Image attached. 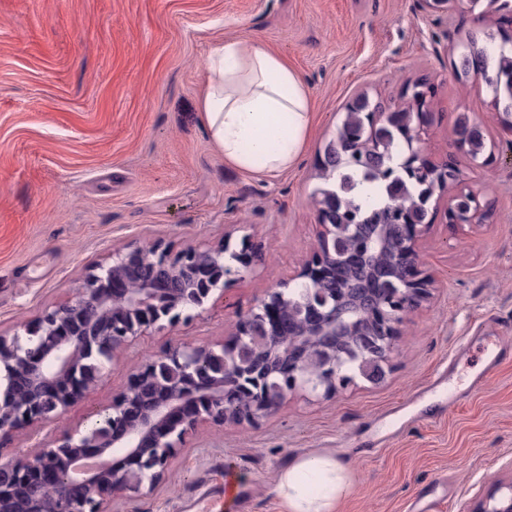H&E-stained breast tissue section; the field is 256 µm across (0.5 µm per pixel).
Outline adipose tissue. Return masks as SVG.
I'll use <instances>...</instances> for the list:
<instances>
[{"mask_svg":"<svg viewBox=\"0 0 512 512\" xmlns=\"http://www.w3.org/2000/svg\"><path fill=\"white\" fill-rule=\"evenodd\" d=\"M199 99L212 142L235 170L272 177L304 152L313 120L311 96L283 56L257 44L218 43ZM348 489L336 456L302 458L280 473L275 493L285 512H334Z\"/></svg>","mask_w":512,"mask_h":512,"instance_id":"1","label":"adipose tissue"}]
</instances>
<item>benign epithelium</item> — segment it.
Segmentation results:
<instances>
[{"mask_svg": "<svg viewBox=\"0 0 512 512\" xmlns=\"http://www.w3.org/2000/svg\"><path fill=\"white\" fill-rule=\"evenodd\" d=\"M397 110L365 113L369 128L397 121ZM432 114H417L407 127L408 154L403 170L463 183L462 162L451 154L428 161L421 127ZM318 210L319 231L312 257L292 277L324 285L336 266L353 255L365 257L385 246V233L366 234L363 227L332 224ZM448 204V223L474 224L484 216L478 198L470 194L465 219ZM427 225L405 224L395 269L400 290L390 300L357 293L338 302L321 290L310 294V313L302 328L286 331L283 308L290 305L291 281L269 290L238 322L239 342L256 344L254 352L288 357L264 369L266 377L283 379V397L305 392L326 398L348 385L341 362L360 358L362 376L373 379L393 351L403 318L430 298L433 280L421 268L418 241ZM348 235L352 252L336 251V239ZM233 233L211 245L171 255L155 247L120 248L112 263L100 265L86 280L82 293L42 313L26 336L0 335V438L48 422H58L98 381L104 362L118 358L138 338L166 321L174 324L184 311L201 308L224 294L226 282L253 271L248 235L232 243ZM216 355L207 346L183 344L137 369L132 383L112 402L92 412L96 419L84 430H65L54 445L0 456V512H107L112 496L155 486L178 450L198 425L206 421L256 420L276 407L255 385L257 373H247V361L234 355L224 368L209 371L200 382L199 365ZM169 368L161 377L159 364ZM254 396L253 411L239 412L238 396ZM473 512H512V482L507 492L479 499Z\"/></svg>", "mask_w": 512, "mask_h": 512, "instance_id": "1", "label": "benign epithelium"}]
</instances>
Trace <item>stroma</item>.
I'll return each instance as SVG.
<instances>
[{"label": "stroma", "instance_id": "stroma-1", "mask_svg": "<svg viewBox=\"0 0 512 512\" xmlns=\"http://www.w3.org/2000/svg\"><path fill=\"white\" fill-rule=\"evenodd\" d=\"M501 12L468 0L433 12L422 0H0V334L24 333L78 295L93 266L118 247L173 252L216 243L245 225L253 273L229 282L190 318L153 330L59 423L15 432L9 456L85 426L135 369L183 343L218 346L268 289L288 281L316 240L318 157L345 104L365 94L400 102L425 78L436 94L424 140L431 160L455 151L468 113L492 160L465 168L464 189L489 214L447 223L443 209L419 242L431 298L401 325L381 381L356 379L319 401L300 394L253 423H206L153 489L114 496L112 512H283L273 488L298 459L337 454L348 491L335 512H471L512 483V361L433 424L414 423L387 447L371 442L385 412L410 398L461 342L451 376L467 387L489 344L512 349V133L483 81L459 83L449 46L496 32ZM259 43L288 58L316 119L294 167L268 178L240 173L210 142L199 112L205 62L217 42Z\"/></svg>", "mask_w": 512, "mask_h": 512}]
</instances>
